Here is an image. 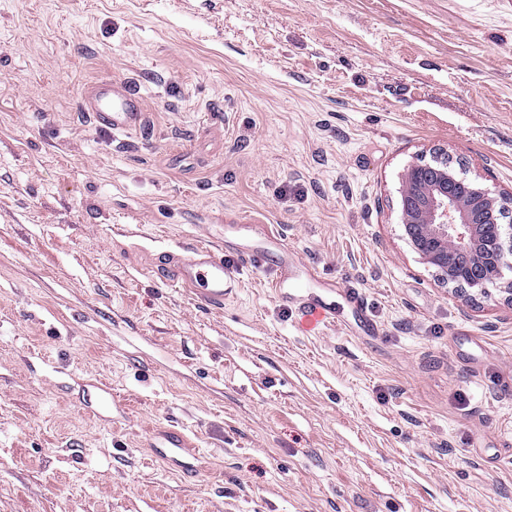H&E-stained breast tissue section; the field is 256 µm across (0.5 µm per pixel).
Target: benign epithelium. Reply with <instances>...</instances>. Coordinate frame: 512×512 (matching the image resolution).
I'll return each mask as SVG.
<instances>
[{
	"label": "benign epithelium",
	"mask_w": 512,
	"mask_h": 512,
	"mask_svg": "<svg viewBox=\"0 0 512 512\" xmlns=\"http://www.w3.org/2000/svg\"><path fill=\"white\" fill-rule=\"evenodd\" d=\"M445 151L402 174L399 212L411 248L465 301L497 291L512 303V224L500 223L505 199L452 174Z\"/></svg>",
	"instance_id": "7a95c632"
}]
</instances>
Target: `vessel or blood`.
Wrapping results in <instances>:
<instances>
[{
    "label": "vessel or blood",
    "mask_w": 512,
    "mask_h": 512,
    "mask_svg": "<svg viewBox=\"0 0 512 512\" xmlns=\"http://www.w3.org/2000/svg\"><path fill=\"white\" fill-rule=\"evenodd\" d=\"M80 106L83 111L91 113L99 127L106 131L127 133L140 126L142 121V97L112 81L87 86ZM240 264L241 267L257 265L272 268L275 272L272 286L276 295L285 300L290 293H297V309L305 326L335 323L336 309L331 303L319 297L302 296L303 284L289 267L282 250L267 248L245 253ZM166 277L172 285L192 291L202 303L220 307L231 295L239 280V272L225 263L223 249L199 245L192 248L189 256L170 262Z\"/></svg>",
    "instance_id": "1"
}]
</instances>
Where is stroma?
<instances>
[{
	"label": "stroma",
	"instance_id": "1",
	"mask_svg": "<svg viewBox=\"0 0 512 512\" xmlns=\"http://www.w3.org/2000/svg\"><path fill=\"white\" fill-rule=\"evenodd\" d=\"M106 76L140 130L80 110ZM441 149L512 194V0H0V512H512V304L400 223ZM237 224L335 324L167 283Z\"/></svg>",
	"mask_w": 512,
	"mask_h": 512
}]
</instances>
